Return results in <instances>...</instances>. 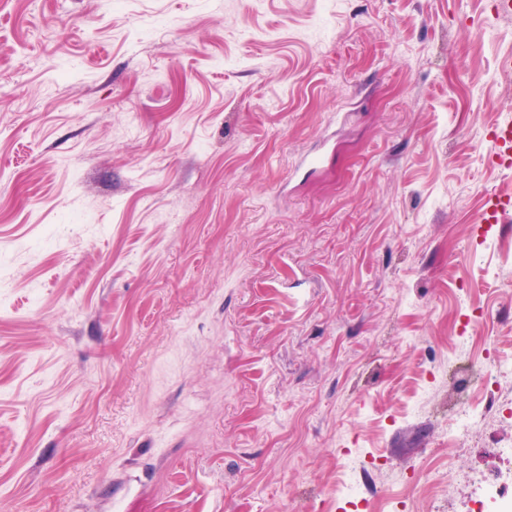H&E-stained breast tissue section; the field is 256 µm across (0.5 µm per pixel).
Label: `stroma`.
<instances>
[{"label":"stroma","instance_id":"1","mask_svg":"<svg viewBox=\"0 0 512 512\" xmlns=\"http://www.w3.org/2000/svg\"><path fill=\"white\" fill-rule=\"evenodd\" d=\"M0 0V512H354L512 465V12ZM479 435L447 451L455 413ZM478 486L416 492L470 512Z\"/></svg>","mask_w":512,"mask_h":512}]
</instances>
